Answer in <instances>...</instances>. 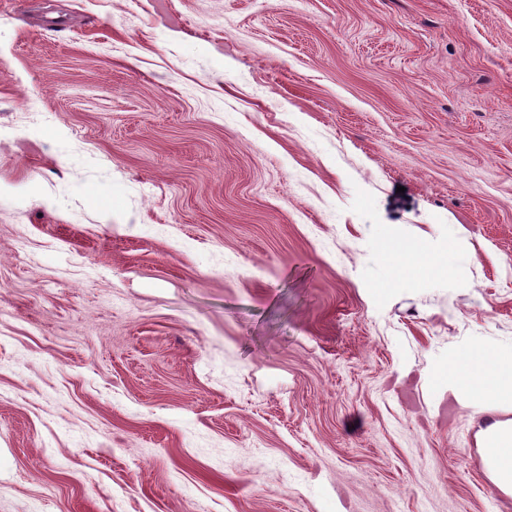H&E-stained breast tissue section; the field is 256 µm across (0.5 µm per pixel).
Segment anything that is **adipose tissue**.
<instances>
[{
  "label": "adipose tissue",
  "mask_w": 512,
  "mask_h": 512,
  "mask_svg": "<svg viewBox=\"0 0 512 512\" xmlns=\"http://www.w3.org/2000/svg\"><path fill=\"white\" fill-rule=\"evenodd\" d=\"M448 392L481 409L512 403V352L489 353L476 348L457 355L448 363Z\"/></svg>",
  "instance_id": "ef3b65f1"
}]
</instances>
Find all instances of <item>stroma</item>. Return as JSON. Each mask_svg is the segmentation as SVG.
<instances>
[{
  "mask_svg": "<svg viewBox=\"0 0 512 512\" xmlns=\"http://www.w3.org/2000/svg\"><path fill=\"white\" fill-rule=\"evenodd\" d=\"M476 347L512 0H0V512H512ZM448 393L481 409L512 403V352L475 348L457 355L448 361ZM512 429H502L497 431L493 436L484 437L482 441V448H485V457L488 462L501 467L502 456L499 448H502L506 453L510 452L512 455Z\"/></svg>",
  "mask_w": 512,
  "mask_h": 512,
  "instance_id": "1",
  "label": "stroma"
}]
</instances>
